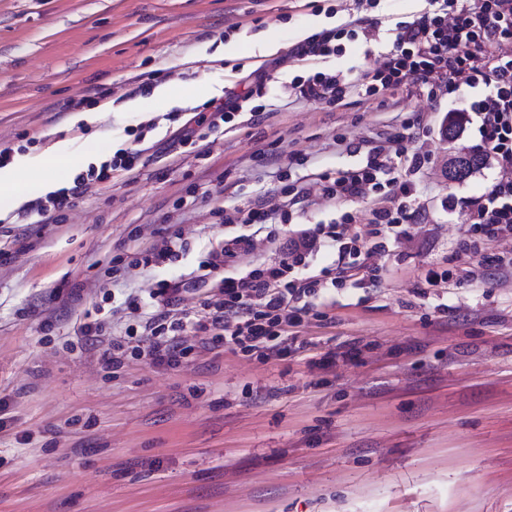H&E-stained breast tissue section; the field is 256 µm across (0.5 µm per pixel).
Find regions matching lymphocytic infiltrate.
I'll use <instances>...</instances> for the list:
<instances>
[{
  "label": "lymphocytic infiltrate",
  "instance_id": "1",
  "mask_svg": "<svg viewBox=\"0 0 512 512\" xmlns=\"http://www.w3.org/2000/svg\"><path fill=\"white\" fill-rule=\"evenodd\" d=\"M426 7L412 20L398 23L391 49L380 66L364 76L366 95H385L413 85L425 90L429 100L453 94L465 86L473 91L468 109L478 124L487 159L497 172L491 185L469 204L467 222L472 234L501 240L512 239V0H425ZM348 25L325 30L299 42L290 57L308 61L340 50L342 37H356ZM352 82L340 72L318 71L291 82L293 95L314 101L337 103L344 99ZM404 133L379 137L356 167L313 173L311 183L300 188L296 201L317 195L336 204L354 202L381 190L368 233L342 228L332 234L337 242L333 264L316 273L290 277L293 266L321 247L318 234H301L287 247L285 259L274 264L250 263L220 282V298L208 305L205 315L187 319L178 300L188 286L206 282L227 259L252 252L254 240L239 235L225 241L221 250L209 253L188 281H163L149 297L159 305L154 314L141 311L137 297L126 302L139 314L138 325L127 328L125 336L112 338L100 355L102 365L122 368L129 354H136L157 366L172 367L191 354V347L177 338L192 331L201 348L212 351L227 345L268 361L287 357L298 341L297 329L308 306L302 298L315 296L328 287L367 277L386 251L383 232L394 239L408 237L410 224L421 214L417 206L418 187L412 173L428 161L425 153L409 150ZM137 150H118L100 169L78 174L72 187L49 193L46 199L29 202L42 223L54 224L74 199L104 181L114 169L132 170L140 162ZM283 204L254 202L225 210L228 224H251L267 229V241H275L271 227L284 219Z\"/></svg>",
  "mask_w": 512,
  "mask_h": 512
}]
</instances>
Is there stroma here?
<instances>
[{"instance_id": "1", "label": "stroma", "mask_w": 512, "mask_h": 512, "mask_svg": "<svg viewBox=\"0 0 512 512\" xmlns=\"http://www.w3.org/2000/svg\"><path fill=\"white\" fill-rule=\"evenodd\" d=\"M420 0H0V150L27 155L62 187L89 163L136 148L76 199L58 223L12 213L0 237V512H512V275L483 264L508 243L473 240L467 203L495 177L482 168L446 176L451 155L480 147L478 132L443 140L447 102L417 87L397 106L349 93L344 105L289 102L294 77L313 70L361 76L390 49L389 35L345 41L316 68L282 66L262 97V116L235 117L186 146L174 143L195 113L224 91H246L264 64L263 36L280 57L317 17L411 20ZM236 41L237 57L209 56ZM197 57L196 71L184 61ZM186 87L177 108L151 87ZM138 109L125 94L138 85ZM98 109L69 125V102ZM409 132L430 163L420 224L389 242L373 276L333 289L335 306L309 298L306 348L263 362L230 348L158 367L129 359L112 370L83 349L79 327L124 334L123 302L196 270L225 240L253 226L225 223L221 208L289 190L316 168L348 169L378 134ZM69 140L74 162L48 168L47 150ZM278 161L267 165L264 157ZM371 200L334 208L310 199L278 225V246L254 254L275 263L302 229L352 218ZM178 258L141 264L171 230ZM452 269L448 289L426 287V270ZM342 351L335 365L325 353Z\"/></svg>"}]
</instances>
